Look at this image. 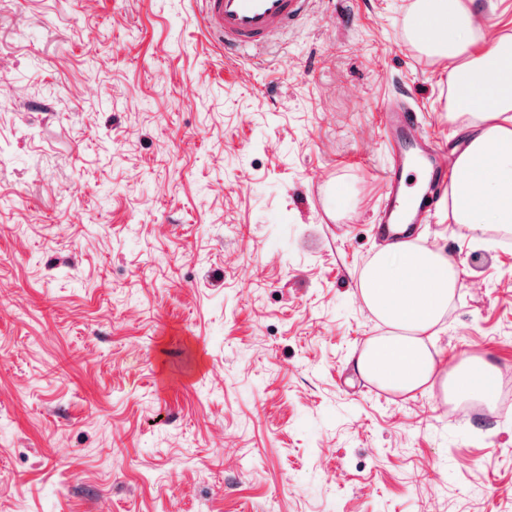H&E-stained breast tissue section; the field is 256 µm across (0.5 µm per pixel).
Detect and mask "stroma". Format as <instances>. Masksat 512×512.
<instances>
[{
	"instance_id": "stroma-1",
	"label": "stroma",
	"mask_w": 512,
	"mask_h": 512,
	"mask_svg": "<svg viewBox=\"0 0 512 512\" xmlns=\"http://www.w3.org/2000/svg\"><path fill=\"white\" fill-rule=\"evenodd\" d=\"M413 0H314L229 60L198 0H0V512H512V410L360 378L358 283L421 112ZM435 338L512 379V235L440 200Z\"/></svg>"
}]
</instances>
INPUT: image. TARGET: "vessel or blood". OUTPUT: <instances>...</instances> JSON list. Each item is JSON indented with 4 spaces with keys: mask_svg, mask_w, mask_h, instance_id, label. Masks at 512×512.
Instances as JSON below:
<instances>
[{
    "mask_svg": "<svg viewBox=\"0 0 512 512\" xmlns=\"http://www.w3.org/2000/svg\"><path fill=\"white\" fill-rule=\"evenodd\" d=\"M202 21L207 34L223 45L225 54L259 48L310 9L312 0H201ZM389 135L397 145L393 161L386 172L387 191L374 221L375 233L392 241L413 236L416 227L425 223L432 212L435 194L440 193L451 175L447 153L434 149L432 154L420 152L417 115L406 106L390 115ZM416 167L427 182L424 194L409 196L399 172Z\"/></svg>",
    "mask_w": 512,
    "mask_h": 512,
    "instance_id": "vessel-or-blood-1",
    "label": "vessel or blood"
}]
</instances>
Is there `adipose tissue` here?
<instances>
[{
  "instance_id": "obj_1",
  "label": "adipose tissue",
  "mask_w": 512,
  "mask_h": 512,
  "mask_svg": "<svg viewBox=\"0 0 512 512\" xmlns=\"http://www.w3.org/2000/svg\"><path fill=\"white\" fill-rule=\"evenodd\" d=\"M472 0H414L435 36L412 38L420 52L453 61L448 74L447 117L467 135L455 161L448 208L472 238L496 230L512 233V38L488 39L476 27ZM359 294L383 325L354 358L357 373L401 394L440 390L443 402L494 403L499 372L487 358L440 356L437 326L460 288L455 262L420 240L386 244L366 263Z\"/></svg>"
}]
</instances>
